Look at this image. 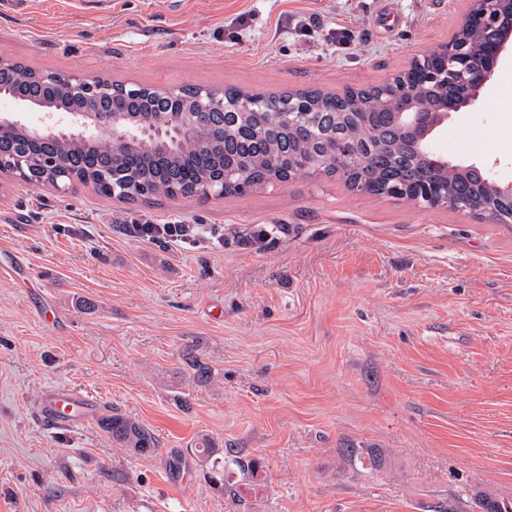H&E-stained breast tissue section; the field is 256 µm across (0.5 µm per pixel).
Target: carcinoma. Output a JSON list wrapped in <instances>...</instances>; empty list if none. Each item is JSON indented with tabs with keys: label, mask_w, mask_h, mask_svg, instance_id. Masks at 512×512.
I'll list each match as a JSON object with an SVG mask.
<instances>
[{
	"label": "carcinoma",
	"mask_w": 512,
	"mask_h": 512,
	"mask_svg": "<svg viewBox=\"0 0 512 512\" xmlns=\"http://www.w3.org/2000/svg\"><path fill=\"white\" fill-rule=\"evenodd\" d=\"M454 40L464 41L475 51L485 44V37L470 29L454 33ZM34 70L18 63L4 75V84L15 97H28L35 85ZM116 94L103 98L116 105L128 125L142 130L138 139L120 148L108 140L88 139L80 136L49 137L51 146L67 158L71 170L80 183L93 184L98 191L115 183L116 195L126 200L142 196L140 187L151 188L155 197H175L183 194L185 181H193L199 188L216 183L224 173H235L252 187H263L273 183H286L301 175L295 169L300 158H309L321 167L325 176L332 178L338 167L332 161V144L336 132L355 133L369 138L375 129L382 130L379 144L384 160L393 161L407 188L430 174V164L435 157L423 158L413 149V134L398 126L393 119L390 102L375 91L351 95L347 100L336 99V94L312 93L308 102L313 110L325 113V123L311 133L288 124L281 113L271 107V95L245 91L236 86L223 89L209 88L207 92L224 98L230 103L242 96L252 100L258 107L267 109L265 124L259 128L252 123L245 111L233 110L224 114V124L211 127L207 132L208 149L200 153L190 131L197 112L200 111L198 94L200 88L185 86L177 90L179 99L170 100L151 91L149 87L137 88V94H122L124 84L114 83ZM51 99L62 101L71 108L82 106V98L76 93L56 86ZM445 92L423 85L414 96V106L433 112L443 103ZM180 115L185 127L183 135L159 138L152 130L170 122L169 114ZM34 136L32 128L6 131L1 141L17 147ZM93 159L95 169L88 173L84 168L87 159ZM448 191V209L466 213L468 204L477 199L493 201L501 195L500 190L468 167L449 165L435 171ZM100 428L113 440L139 453L151 452L157 447L153 434L132 419L123 415H107L99 420ZM196 456L204 459L211 470L210 478L215 484H224V466L215 455L207 437L200 440Z\"/></svg>",
	"instance_id": "cac0c4a2"
}]
</instances>
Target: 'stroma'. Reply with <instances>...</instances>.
<instances>
[{"label":"stroma","instance_id":"stroma-1","mask_svg":"<svg viewBox=\"0 0 512 512\" xmlns=\"http://www.w3.org/2000/svg\"><path fill=\"white\" fill-rule=\"evenodd\" d=\"M465 8L28 0L0 14V57L130 86L336 92L404 69ZM431 146L512 183V58ZM134 218L224 239L145 242ZM55 388L157 448L113 443L97 417L50 427ZM479 490L512 500V224L325 177L131 203L0 179V512H476ZM99 426L113 440L139 453L151 452L157 447L155 437L147 428L123 415H107L99 420ZM201 448H195L196 456L204 459L206 466L211 470L210 478L215 485H224V464L220 465L222 457L215 456V450L207 437L200 440Z\"/></svg>","mask_w":512,"mask_h":512}]
</instances>
